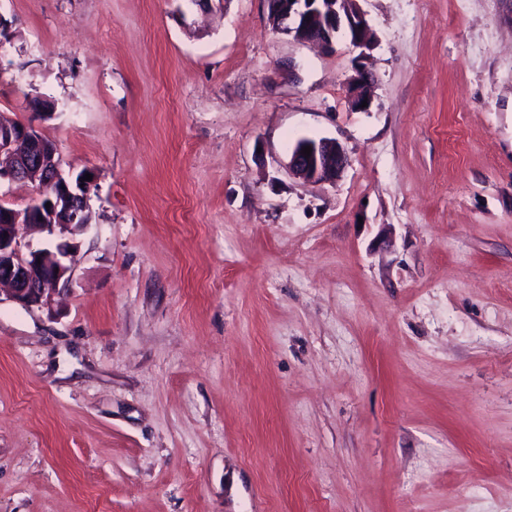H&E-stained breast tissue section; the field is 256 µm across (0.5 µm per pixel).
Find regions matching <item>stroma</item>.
Returning a JSON list of instances; mask_svg holds the SVG:
<instances>
[{"mask_svg":"<svg viewBox=\"0 0 512 512\" xmlns=\"http://www.w3.org/2000/svg\"><path fill=\"white\" fill-rule=\"evenodd\" d=\"M359 6L365 59L265 0H0V114L96 180L58 312L0 302V512H512V0ZM375 79L371 72L365 69H359L357 74L348 85V93L352 98V103L355 108L361 110L362 102L367 100V106L369 104V98L366 94V88L374 83ZM310 146L308 158L302 149ZM347 156L343 146L333 138H303L294 145L288 163L289 169L309 182L336 183L347 166Z\"/></svg>","mask_w":512,"mask_h":512,"instance_id":"stroma-1","label":"stroma"}]
</instances>
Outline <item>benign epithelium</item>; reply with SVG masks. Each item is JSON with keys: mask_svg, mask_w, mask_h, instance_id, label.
<instances>
[{"mask_svg": "<svg viewBox=\"0 0 512 512\" xmlns=\"http://www.w3.org/2000/svg\"><path fill=\"white\" fill-rule=\"evenodd\" d=\"M272 28L301 44L333 46L336 34L346 29L350 43L369 49L368 21L358 0H266ZM374 83L371 72L360 69L348 85L355 108L368 99L366 88ZM311 148L310 156L302 149ZM347 166L343 146L335 139L303 138L294 145L289 169L309 182L334 184ZM26 181L37 191L34 204L15 209L0 203V287H8L13 303L32 310L49 309L55 295L72 282L71 264L75 242L87 227L77 222L88 214L94 180L85 173L70 180L54 143L31 123L0 115V183ZM35 231L56 238L52 248L36 247Z\"/></svg>", "mask_w": 512, "mask_h": 512, "instance_id": "benign-epithelium-1", "label": "benign epithelium"}]
</instances>
